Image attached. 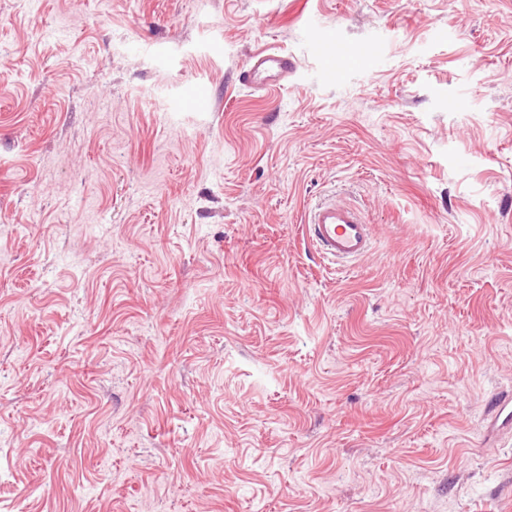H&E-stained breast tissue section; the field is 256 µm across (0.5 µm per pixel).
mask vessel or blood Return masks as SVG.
Listing matches in <instances>:
<instances>
[{
  "label": "vessel or blood",
  "mask_w": 512,
  "mask_h": 512,
  "mask_svg": "<svg viewBox=\"0 0 512 512\" xmlns=\"http://www.w3.org/2000/svg\"><path fill=\"white\" fill-rule=\"evenodd\" d=\"M294 70L291 57L263 51L252 56L241 77L244 82L274 90L283 86ZM308 232L322 257L348 263L365 256L372 247L374 231L360 211L345 202L328 200L315 205L308 214ZM489 427L497 430L512 425V400L491 395Z\"/></svg>",
  "instance_id": "1"
}]
</instances>
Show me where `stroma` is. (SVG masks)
Segmentation results:
<instances>
[{"label": "stroma", "mask_w": 512, "mask_h": 512, "mask_svg": "<svg viewBox=\"0 0 512 512\" xmlns=\"http://www.w3.org/2000/svg\"><path fill=\"white\" fill-rule=\"evenodd\" d=\"M502 391L512 0H0V512H512ZM293 70L294 61L288 55L262 51L249 59L241 77L255 87L274 90L283 86ZM308 232L323 258L348 263L365 256L372 247L374 231L360 211L345 202L328 200L308 214ZM489 406V429L492 431L507 428L512 426V401L506 397H500L498 394H493L488 399Z\"/></svg>", "instance_id": "obj_1"}]
</instances>
